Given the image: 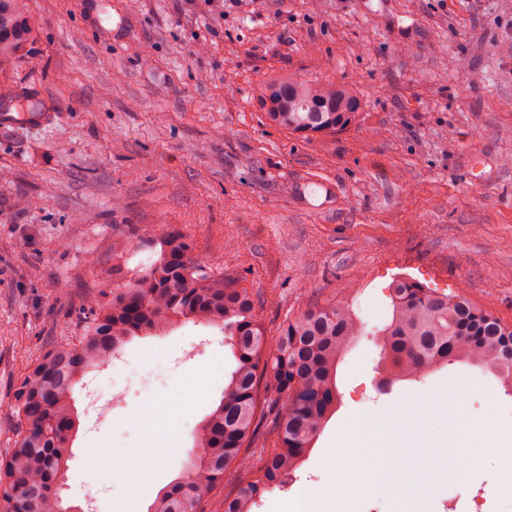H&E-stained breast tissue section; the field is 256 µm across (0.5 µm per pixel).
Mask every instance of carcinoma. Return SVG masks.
<instances>
[{
  "instance_id": "1",
  "label": "carcinoma",
  "mask_w": 512,
  "mask_h": 512,
  "mask_svg": "<svg viewBox=\"0 0 512 512\" xmlns=\"http://www.w3.org/2000/svg\"><path fill=\"white\" fill-rule=\"evenodd\" d=\"M19 2L0 0V70L29 52L32 31ZM259 102L269 124L305 138L346 129L359 110L349 89L312 86L294 75L269 79ZM137 236L159 249L158 257L134 273L112 268L111 299L103 306L87 302L84 336L46 349L14 389L19 429L13 448L0 456V512H66L57 486L70 458L74 385L128 338L178 321L220 327L235 367L220 403L195 434L186 470L160 491L149 512H202L204 495L230 474L237 490L215 512H247L264 492L288 487L336 408L338 365L364 334L350 298L309 309L269 336L256 299L238 276L204 269L188 236L150 224L140 226ZM388 293L391 319L377 331L380 378L390 384L422 380L464 361L494 371L512 394L511 326L464 294L409 279L392 282ZM268 420L271 430L261 437Z\"/></svg>"
}]
</instances>
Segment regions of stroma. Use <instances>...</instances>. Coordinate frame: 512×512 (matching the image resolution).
<instances>
[{"mask_svg":"<svg viewBox=\"0 0 512 512\" xmlns=\"http://www.w3.org/2000/svg\"><path fill=\"white\" fill-rule=\"evenodd\" d=\"M29 55L0 72L56 113L42 129L0 128V453L18 421L12 386L45 348L82 336L106 303L112 252L128 270L155 257L142 224L180 229L207 270L237 273L267 332L350 289L365 334L337 370L341 400L287 492L329 485L352 414L435 406L416 437L392 429L407 473L445 455L449 388L465 417L512 396L457 362L424 381L377 387L374 335L386 289L405 276L461 292L512 324V0H26ZM296 75L358 93L354 125L303 138L267 123L261 84ZM232 355L193 322L135 336L72 392L76 425L61 485L68 512H148L185 470L220 400ZM107 404L88 406L87 385ZM104 454L87 460L85 449ZM125 449L130 463L112 465ZM165 460L146 474L140 451ZM113 471L95 487L98 469ZM495 464L437 472L416 498L489 487Z\"/></svg>","mask_w":512,"mask_h":512,"instance_id":"35a3bbf8","label":"stroma"}]
</instances>
